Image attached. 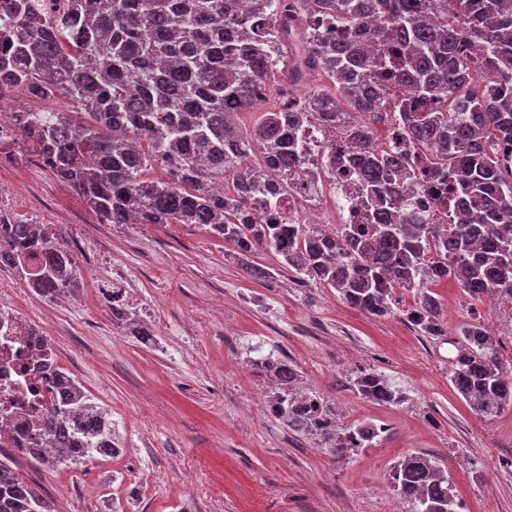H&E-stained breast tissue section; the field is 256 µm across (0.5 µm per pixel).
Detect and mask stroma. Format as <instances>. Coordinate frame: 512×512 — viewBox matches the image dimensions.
Returning <instances> with one entry per match:
<instances>
[{
	"instance_id": "stroma-1",
	"label": "stroma",
	"mask_w": 512,
	"mask_h": 512,
	"mask_svg": "<svg viewBox=\"0 0 512 512\" xmlns=\"http://www.w3.org/2000/svg\"><path fill=\"white\" fill-rule=\"evenodd\" d=\"M0 210L57 225L84 277L76 302L42 299L0 271L15 309L55 339L62 366L104 408L122 451L79 466L21 474L55 512H404L391 489L394 463L422 453L448 470L470 512H512V407L476 415L448 375L452 345L421 336L404 311L376 317L334 289L281 266L268 250L237 261L236 247L194 224L114 227L47 170L0 163ZM268 276L254 279L250 270ZM118 273L140 318L145 346L113 322L102 277ZM449 332L477 321L512 363V304L472 301L451 279L434 284ZM265 342L296 367L300 388L340 424L380 420L388 431L345 460L295 435L266 409L269 377L243 373L248 344ZM374 369L405 391L401 405L363 399L357 372Z\"/></svg>"
}]
</instances>
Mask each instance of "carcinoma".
Returning <instances> with one entry per match:
<instances>
[{
  "label": "carcinoma",
  "instance_id": "obj_1",
  "mask_svg": "<svg viewBox=\"0 0 512 512\" xmlns=\"http://www.w3.org/2000/svg\"><path fill=\"white\" fill-rule=\"evenodd\" d=\"M42 14L39 0H0V90L22 89L45 101L65 96L80 111L48 112L24 131L57 178L102 224H196L235 244L265 246L281 263L332 288L373 316L394 312L393 294L415 292L406 319L421 335L448 339L456 354L449 378L483 418L512 405L491 333L474 323L448 336L429 285L451 278L475 302L512 300V0H64ZM333 28L327 39L322 29ZM409 85L413 96L394 94ZM307 86L303 97L264 112L250 128L236 113L270 89ZM342 127L364 155L357 194L368 224H343L337 236L315 224H290L278 198L295 189L283 163L295 154L303 121ZM379 125L402 148L375 139ZM261 154L260 169L245 164ZM96 161L88 164L87 155ZM158 167L163 177L146 173ZM427 173L441 191L444 224H430L394 198L392 183ZM232 181V190L212 186ZM6 245L0 269L17 271L53 301L80 290L76 259L47 224L0 215ZM112 295V318L140 344L155 331ZM258 374L276 380L269 414L288 430L350 459L380 437L368 423L340 427L315 395L293 392L298 372L287 356L246 347ZM60 398L44 431L60 445L14 452L49 468L111 457L120 448L108 414L88 402L76 379L55 371ZM365 399L400 405L401 389L373 369L354 380ZM406 512H457L451 476L421 453L392 468ZM0 512H54L0 455Z\"/></svg>",
  "mask_w": 512,
  "mask_h": 512
}]
</instances>
